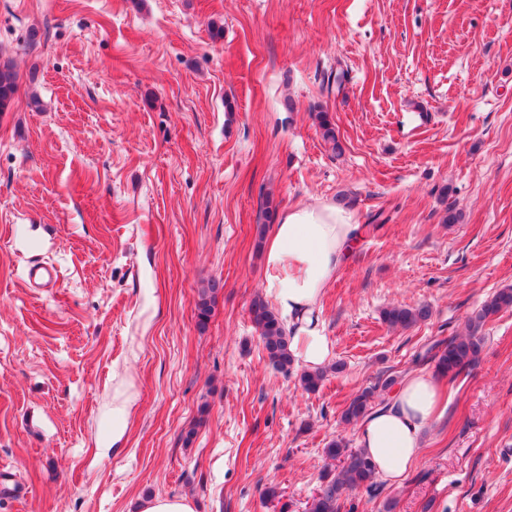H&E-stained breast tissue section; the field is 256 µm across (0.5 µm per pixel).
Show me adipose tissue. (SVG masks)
I'll list each match as a JSON object with an SVG mask.
<instances>
[{"label": "adipose tissue", "mask_w": 512, "mask_h": 512, "mask_svg": "<svg viewBox=\"0 0 512 512\" xmlns=\"http://www.w3.org/2000/svg\"><path fill=\"white\" fill-rule=\"evenodd\" d=\"M361 235L352 213L321 201L282 211L267 242V291L280 310L299 321L291 350L307 369L321 368L331 357V343L311 315ZM444 403L445 390L435 372L416 370L358 422L357 443L374 463L376 478L390 485L405 479L420 459L426 427Z\"/></svg>", "instance_id": "ef3b65f1"}]
</instances>
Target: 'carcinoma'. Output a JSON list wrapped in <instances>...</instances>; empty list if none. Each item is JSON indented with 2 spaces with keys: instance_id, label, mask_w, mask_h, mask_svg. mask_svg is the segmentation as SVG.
<instances>
[{
  "instance_id": "carcinoma-1",
  "label": "carcinoma",
  "mask_w": 512,
  "mask_h": 512,
  "mask_svg": "<svg viewBox=\"0 0 512 512\" xmlns=\"http://www.w3.org/2000/svg\"><path fill=\"white\" fill-rule=\"evenodd\" d=\"M16 73L10 63L0 62V112L9 106L17 92ZM319 126L323 140L330 145L334 153H341L342 146L336 136V130L326 112L318 114ZM224 284L211 280L198 293L196 308L199 325L205 326L219 290ZM512 308V288L496 292L489 300L467 319L466 332L448 339L435 341L423 355V360L435 364L438 373L455 381L462 373L474 365L482 348L481 331L485 323L504 309ZM252 321L259 331L264 350L272 366L281 371H288L294 364L289 348V339L278 314L260 297L251 304ZM431 310L426 305L415 308L393 306L382 312L383 321L393 328L408 329L429 319ZM325 372L305 371L299 381L306 392H314L321 386ZM396 383L390 375H380L376 382L363 389L342 412L345 422H357L371 409L372 403L383 399ZM326 456L339 461L338 468L326 472L322 477L319 491L307 502L306 512H341L344 497L352 489L371 486L374 468L368 457L360 450H353L342 440H334L325 448Z\"/></svg>"
}]
</instances>
